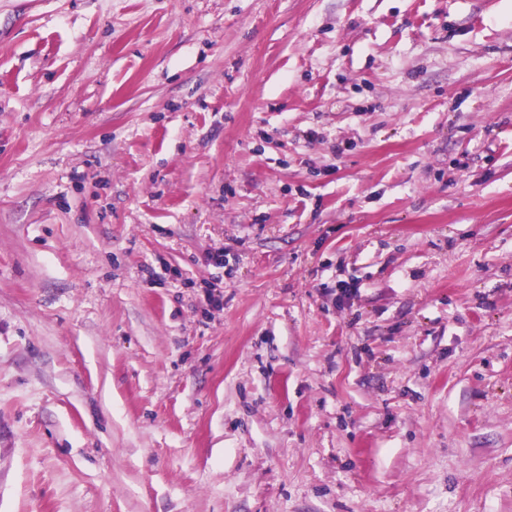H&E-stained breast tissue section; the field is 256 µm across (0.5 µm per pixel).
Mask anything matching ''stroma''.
I'll list each match as a JSON object with an SVG mask.
<instances>
[{
    "instance_id": "1",
    "label": "stroma",
    "mask_w": 512,
    "mask_h": 512,
    "mask_svg": "<svg viewBox=\"0 0 512 512\" xmlns=\"http://www.w3.org/2000/svg\"><path fill=\"white\" fill-rule=\"evenodd\" d=\"M0 512H512V0H0Z\"/></svg>"
}]
</instances>
